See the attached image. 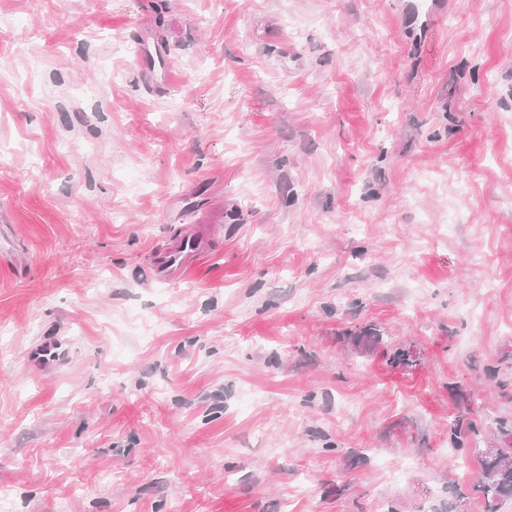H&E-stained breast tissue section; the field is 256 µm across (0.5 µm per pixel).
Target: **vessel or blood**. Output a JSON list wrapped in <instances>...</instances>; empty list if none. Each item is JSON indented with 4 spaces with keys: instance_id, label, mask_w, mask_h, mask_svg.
Here are the masks:
<instances>
[{
    "instance_id": "b4317fda",
    "label": "vessel or blood",
    "mask_w": 512,
    "mask_h": 512,
    "mask_svg": "<svg viewBox=\"0 0 512 512\" xmlns=\"http://www.w3.org/2000/svg\"><path fill=\"white\" fill-rule=\"evenodd\" d=\"M443 0H427L426 5H409L405 19L416 28H425L434 15L443 9ZM212 251L211 227L197 224L181 233L169 243L153 251L151 259L158 279L175 283L186 272Z\"/></svg>"
}]
</instances>
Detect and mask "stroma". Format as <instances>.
I'll list each match as a JSON object with an SVG mask.
<instances>
[{
	"instance_id": "35a3bbf8",
	"label": "stroma",
	"mask_w": 512,
	"mask_h": 512,
	"mask_svg": "<svg viewBox=\"0 0 512 512\" xmlns=\"http://www.w3.org/2000/svg\"><path fill=\"white\" fill-rule=\"evenodd\" d=\"M463 407L499 443L512 0H0L5 512H485ZM444 6L445 3L443 0H430L425 4L424 8H422L423 5L413 3L412 5L406 6L405 19L416 28L423 29ZM211 225L195 224L169 243L152 252V264L158 279L181 281L186 272L212 251ZM479 428L474 420L467 414L454 415L448 426V437L452 448L462 449L468 447L471 438L476 439Z\"/></svg>"
}]
</instances>
